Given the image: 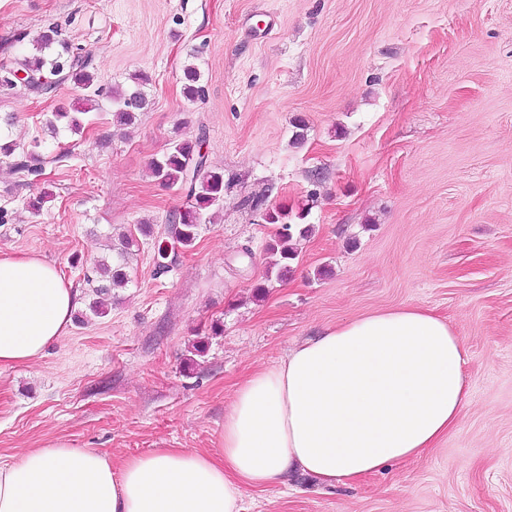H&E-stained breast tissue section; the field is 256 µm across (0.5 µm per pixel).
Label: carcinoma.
I'll use <instances>...</instances> for the list:
<instances>
[{"label": "carcinoma", "mask_w": 512, "mask_h": 512, "mask_svg": "<svg viewBox=\"0 0 512 512\" xmlns=\"http://www.w3.org/2000/svg\"><path fill=\"white\" fill-rule=\"evenodd\" d=\"M89 62L83 57L72 55L67 61L47 62L42 57L24 64L26 83L30 90L40 93L47 89L45 77L59 76L72 79L85 91L84 99L100 96V88L94 84V76L88 71ZM187 84L184 86L185 97L200 99L204 97V86L200 83L198 68L189 64L184 68ZM144 79L133 78V86L126 91H118L112 96L113 121L119 125H129L135 119V112L144 108L146 98L142 90ZM79 106L59 105L52 112L54 123H64L77 132L82 129L78 114ZM204 135L193 140H176L170 143L167 151L152 162V173L163 185L178 190H186L191 204L178 212V217L168 223L167 232L174 243L187 250L194 246L202 225L210 224L213 215L223 207L224 175L209 168L205 155L201 154ZM265 222L275 228L273 242L269 250L277 256L273 263L276 279L282 280L291 272V261L297 258L296 248L291 241L294 237H305L309 228L289 222V212L285 207H272L266 210ZM132 242L126 234L118 237L112 244V264L101 262L96 266L103 283L94 287V292L104 295L110 289L124 288L129 282L126 272Z\"/></svg>", "instance_id": "carcinoma-1"}]
</instances>
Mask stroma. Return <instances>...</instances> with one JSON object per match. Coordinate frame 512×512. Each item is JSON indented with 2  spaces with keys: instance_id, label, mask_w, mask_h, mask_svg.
Returning <instances> with one entry per match:
<instances>
[{
  "instance_id": "35a3bbf8",
  "label": "stroma",
  "mask_w": 512,
  "mask_h": 512,
  "mask_svg": "<svg viewBox=\"0 0 512 512\" xmlns=\"http://www.w3.org/2000/svg\"><path fill=\"white\" fill-rule=\"evenodd\" d=\"M52 27L51 54L87 55L102 91L78 133L47 127L82 98L73 82H3ZM134 74L148 104L118 127L112 94ZM201 133L224 207L162 273L189 199L150 164ZM0 140L43 157L34 176L0 155V253L42 257L80 294L44 357L0 373V463L52 439L116 462L212 449L254 370L326 327L416 306L466 346L458 425L350 484L289 474L247 490L245 512H512V0H0ZM256 195L308 211L281 282L266 279L274 228L243 204ZM119 233L138 241L130 281L95 317L84 275Z\"/></svg>"
}]
</instances>
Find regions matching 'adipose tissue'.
<instances>
[{"instance_id": "obj_1", "label": "adipose tissue", "mask_w": 512, "mask_h": 512, "mask_svg": "<svg viewBox=\"0 0 512 512\" xmlns=\"http://www.w3.org/2000/svg\"><path fill=\"white\" fill-rule=\"evenodd\" d=\"M78 298L41 257L0 255V373L64 336ZM465 358L432 310L369 313L252 372L214 450L155 448L116 463L52 440L0 463V512H244L246 490L291 472L352 483L428 453L458 425Z\"/></svg>"}]
</instances>
